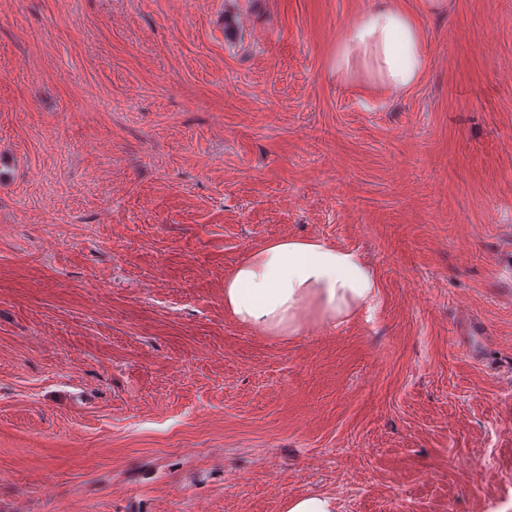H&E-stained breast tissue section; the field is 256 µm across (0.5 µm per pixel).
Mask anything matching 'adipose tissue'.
Returning a JSON list of instances; mask_svg holds the SVG:
<instances>
[{"instance_id":"ef3b65f1","label":"adipose tissue","mask_w":512,"mask_h":512,"mask_svg":"<svg viewBox=\"0 0 512 512\" xmlns=\"http://www.w3.org/2000/svg\"><path fill=\"white\" fill-rule=\"evenodd\" d=\"M448 0H373L345 29L329 69L341 83H364L398 98L428 70L422 16L448 11ZM375 272L351 249L321 238L267 241L224 280V310L238 324L289 341L310 327L336 326L379 302Z\"/></svg>"}]
</instances>
